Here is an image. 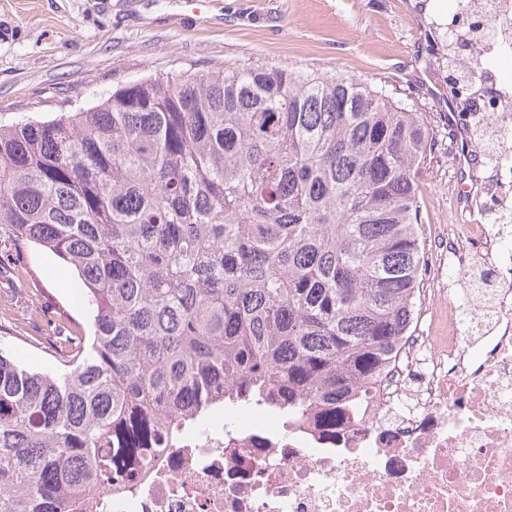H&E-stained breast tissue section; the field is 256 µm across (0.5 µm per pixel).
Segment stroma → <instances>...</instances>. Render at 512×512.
Returning <instances> with one entry per match:
<instances>
[{"label": "stroma", "instance_id": "obj_1", "mask_svg": "<svg viewBox=\"0 0 512 512\" xmlns=\"http://www.w3.org/2000/svg\"><path fill=\"white\" fill-rule=\"evenodd\" d=\"M430 0H0V125L47 119L147 76L254 63L389 81L417 102L433 150L419 183L427 247L455 223L462 173L450 159L467 116L448 97V30ZM69 265L0 234V347L43 371L48 321L87 328Z\"/></svg>", "mask_w": 512, "mask_h": 512}]
</instances>
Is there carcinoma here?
I'll use <instances>...</instances> for the list:
<instances>
[{
    "label": "carcinoma",
    "instance_id": "1",
    "mask_svg": "<svg viewBox=\"0 0 512 512\" xmlns=\"http://www.w3.org/2000/svg\"><path fill=\"white\" fill-rule=\"evenodd\" d=\"M481 35L449 43L482 74ZM415 104L350 75L226 64L0 126V226L77 273L91 334L0 348V512H67L228 396L326 420L415 320Z\"/></svg>",
    "mask_w": 512,
    "mask_h": 512
}]
</instances>
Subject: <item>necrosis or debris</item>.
<instances>
[{
  "label": "necrosis or debris",
  "mask_w": 512,
  "mask_h": 512,
  "mask_svg": "<svg viewBox=\"0 0 512 512\" xmlns=\"http://www.w3.org/2000/svg\"><path fill=\"white\" fill-rule=\"evenodd\" d=\"M496 288L438 297L375 396L324 426L225 406L73 512H512V249Z\"/></svg>",
  "instance_id": "4bbe7bcc"
}]
</instances>
